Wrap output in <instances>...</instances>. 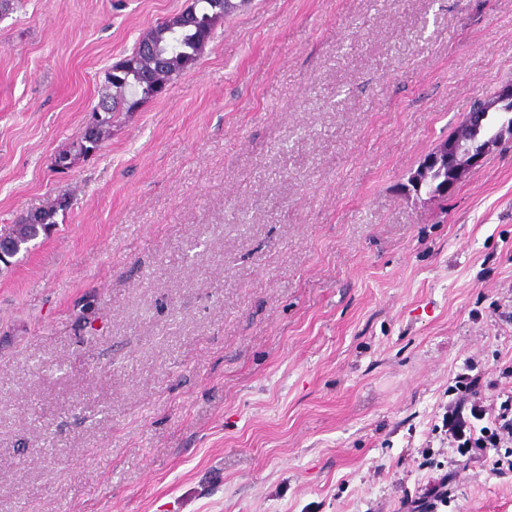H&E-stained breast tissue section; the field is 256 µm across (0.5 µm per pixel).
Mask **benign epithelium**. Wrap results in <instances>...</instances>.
<instances>
[{"instance_id":"benign-epithelium-1","label":"benign epithelium","mask_w":512,"mask_h":512,"mask_svg":"<svg viewBox=\"0 0 512 512\" xmlns=\"http://www.w3.org/2000/svg\"><path fill=\"white\" fill-rule=\"evenodd\" d=\"M491 109L495 111L496 127L484 129L485 121L489 118L487 112L465 113L455 132L440 142L412 172L413 183L420 188L431 176L436 175L441 181L431 194H450L472 169L501 144L505 134L512 135V83L497 91Z\"/></svg>"}]
</instances>
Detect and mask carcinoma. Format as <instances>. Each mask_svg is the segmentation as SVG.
Returning <instances> with one entry per match:
<instances>
[{
	"mask_svg": "<svg viewBox=\"0 0 512 512\" xmlns=\"http://www.w3.org/2000/svg\"><path fill=\"white\" fill-rule=\"evenodd\" d=\"M194 11L178 26L156 24L143 36L151 42L158 51L171 58L166 80L193 67L203 53L204 47L211 39L215 27L224 19L239 9L240 3L236 0H193ZM133 65L119 74L106 75L105 95L101 100L102 118L99 121L101 131L108 132L112 126V114L122 110L132 111L154 98L152 75L154 63L152 56L141 54V46L132 51ZM93 138L88 131L67 148L64 154H71L75 158L88 157L90 152L97 149ZM71 204L59 205L52 203L46 208L37 210L25 217H19L16 222L0 233L6 237L8 245L6 250L16 256L20 252H28L29 244L40 236H46L56 226V216L66 212Z\"/></svg>",
	"mask_w": 512,
	"mask_h": 512,
	"instance_id": "cac0c4a2",
	"label": "carcinoma"
}]
</instances>
